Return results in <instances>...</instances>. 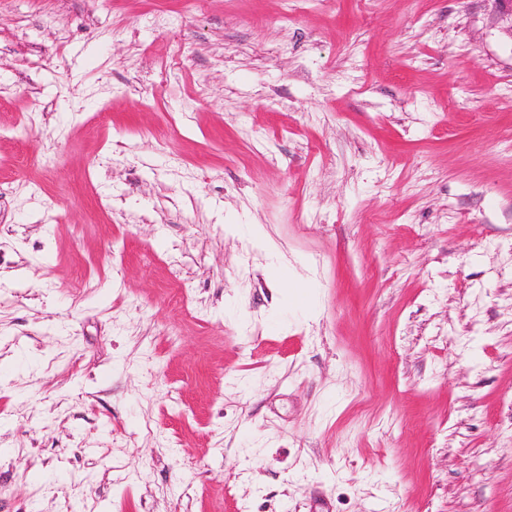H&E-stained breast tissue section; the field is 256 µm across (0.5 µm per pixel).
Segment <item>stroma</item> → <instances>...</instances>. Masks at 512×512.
I'll list each match as a JSON object with an SVG mask.
<instances>
[{"label":"stroma","mask_w":512,"mask_h":512,"mask_svg":"<svg viewBox=\"0 0 512 512\" xmlns=\"http://www.w3.org/2000/svg\"><path fill=\"white\" fill-rule=\"evenodd\" d=\"M493 0H0V512H512Z\"/></svg>","instance_id":"35a3bbf8"}]
</instances>
